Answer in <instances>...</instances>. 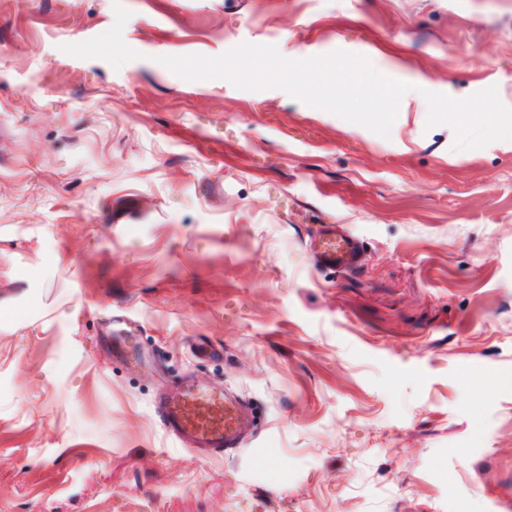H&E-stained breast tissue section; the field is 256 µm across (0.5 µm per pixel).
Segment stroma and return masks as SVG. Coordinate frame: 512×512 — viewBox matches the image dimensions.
Returning a JSON list of instances; mask_svg holds the SVG:
<instances>
[{
    "mask_svg": "<svg viewBox=\"0 0 512 512\" xmlns=\"http://www.w3.org/2000/svg\"><path fill=\"white\" fill-rule=\"evenodd\" d=\"M244 42L512 107V0H0V512H512V141L160 62ZM324 222L354 270L314 267ZM187 377L244 447L164 434ZM362 245L359 238L344 224H320L311 248L316 266L348 271L360 262ZM135 331V325L128 319L123 317L112 319V335L115 336L117 350L120 353H125L129 343H132L136 338V336H134Z\"/></svg>",
    "mask_w": 512,
    "mask_h": 512,
    "instance_id": "obj_1",
    "label": "stroma"
}]
</instances>
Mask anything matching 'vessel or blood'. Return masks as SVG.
<instances>
[{"instance_id":"b4317fda","label":"vessel or blood","mask_w":512,"mask_h":512,"mask_svg":"<svg viewBox=\"0 0 512 512\" xmlns=\"http://www.w3.org/2000/svg\"><path fill=\"white\" fill-rule=\"evenodd\" d=\"M362 245L343 224H323L311 248L316 266L348 271L358 266ZM135 325L126 318L112 320V333L119 352L134 340ZM157 410L163 430L189 449L221 453L243 445L249 426V410L240 400L204 383L186 380L164 395Z\"/></svg>"}]
</instances>
